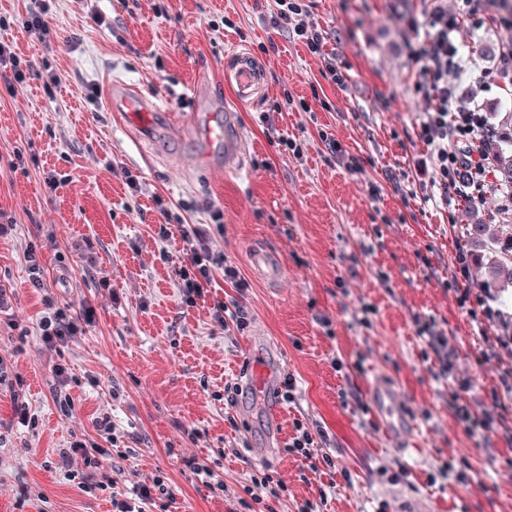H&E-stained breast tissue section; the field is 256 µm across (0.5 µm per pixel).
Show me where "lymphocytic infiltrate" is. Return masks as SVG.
<instances>
[{
    "label": "lymphocytic infiltrate",
    "instance_id": "f902f5d3",
    "mask_svg": "<svg viewBox=\"0 0 512 512\" xmlns=\"http://www.w3.org/2000/svg\"><path fill=\"white\" fill-rule=\"evenodd\" d=\"M421 18H408L407 26L417 34V43L410 49L417 70L413 83L416 94L426 107L416 125L419 140L425 144L427 154L420 172L427 176L430 191L428 201L445 212L457 209L459 203L476 202L481 188L494 168L496 150L491 140L492 124L482 105L465 106L456 77L466 70V46L461 27L468 18L485 14L489 0H460L458 11H449L444 0H422ZM275 18L282 23L289 38L305 42L311 54H321L327 33L307 22V7L303 0H274ZM153 204L164 218L162 239H169V225H176L181 243L183 266L179 273L180 294L185 303L204 299L214 281L216 268H223L224 282L234 288L236 295L214 305L212 318L224 330H244L249 325V313L242 303L249 283L238 267L221 262L211 247L213 235L210 224H191L185 215L195 208L194 202L181 201L170 205L160 194H153ZM460 303L469 307L471 319L478 335H485L486 326L495 321L503 333L491 344V351L512 355V314L494 307L488 296L463 290ZM38 330L47 347L64 346L85 335L87 325L94 317L92 306L80 310L56 306L52 298L44 296ZM317 432L302 422H295L294 433L285 445L287 453L301 457L307 467L316 473L334 470L335 463L329 453L318 446ZM104 448L95 440L77 436L68 448L62 449V460L80 456L86 468L84 489L92 493L106 490L107 482L99 480L100 459ZM244 497L239 505L244 512H262L269 502L287 497L288 488L274 479L267 470L252 469L243 487ZM176 498L171 485L162 477L148 482H134L123 498L112 501L113 512H145L146 507H170Z\"/></svg>",
    "mask_w": 512,
    "mask_h": 512
}]
</instances>
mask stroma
Here are the masks:
<instances>
[{
  "mask_svg": "<svg viewBox=\"0 0 512 512\" xmlns=\"http://www.w3.org/2000/svg\"><path fill=\"white\" fill-rule=\"evenodd\" d=\"M305 3L310 21L328 33L325 56L310 54L271 23L273 0H53L47 51L22 26L30 0H0V14L12 20L0 40L35 70L13 94L0 96V209L16 218L23 239L40 246L55 302L94 309L85 336L45 347L35 334L40 296L28 286L20 247L0 242V279L15 287L11 309L0 317V352L22 379L19 397L0 390V512H36L17 500L21 480L46 496L49 512H112L108 493L84 492L81 461L65 468L59 457L71 433L94 435L100 409L113 411L130 436L122 455L103 459L102 472L120 490L157 473L167 477L177 489L170 512H229L230 500L181 462L212 457L219 448L227 451L222 471L229 490H239L255 465L288 487L274 512L318 501L322 475L284 450L297 420L323 428L337 472L348 476L323 512H403L425 497L435 512H512V401L498 397L502 366L484 357L457 302L461 289L482 287L483 278L475 267L469 280L455 276L467 224L480 218L512 225V198L492 176L480 201L455 214L424 201L416 122L425 103L413 92L416 65L405 48L414 39L405 18L421 11L420 0ZM462 35L474 76L461 91L499 123L512 94L485 74L512 43V18L466 21ZM230 42L249 50L266 85L257 105L238 112L244 173L220 170L204 131L178 140L160 128L121 126L106 106L98 120L83 98L85 86L117 77L154 98L176 123L192 124L197 104L190 86L202 84L218 108L232 98L224 80ZM330 62L348 74L346 87L324 78ZM47 70L61 78L52 98L43 91ZM283 99L290 108L274 111V101ZM264 115L300 144V155L270 146ZM324 132L360 159L362 172L330 158ZM115 165L137 175L148 195L129 196L111 171ZM43 167L73 180L49 193ZM154 192L196 201L186 216L192 224L223 213L213 249L250 281L243 304L251 320L235 341L213 323L210 302L182 303L175 286L181 261L160 256ZM48 230L65 257L45 247ZM87 238L96 258L92 275L73 249ZM260 241L285 267L272 286L254 278L249 263ZM101 276L110 278L119 306L98 288ZM423 315L447 338L453 372L468 382L467 397L488 428L468 432L455 418L453 394L436 390L437 357L416 335L415 319ZM13 323L29 336L12 335ZM252 340L277 379L291 373L298 382L297 402L281 403L274 419L247 392L235 405L224 403V381L248 363ZM59 364L74 379L69 414L52 395ZM380 382L403 400L416 451L379 424L368 393ZM18 399L29 404V426L14 418ZM242 445L244 458L230 455ZM445 466L468 474V482L428 483L427 473Z\"/></svg>",
  "mask_w": 512,
  "mask_h": 512,
  "instance_id": "35a3bbf8",
  "label": "stroma"
}]
</instances>
